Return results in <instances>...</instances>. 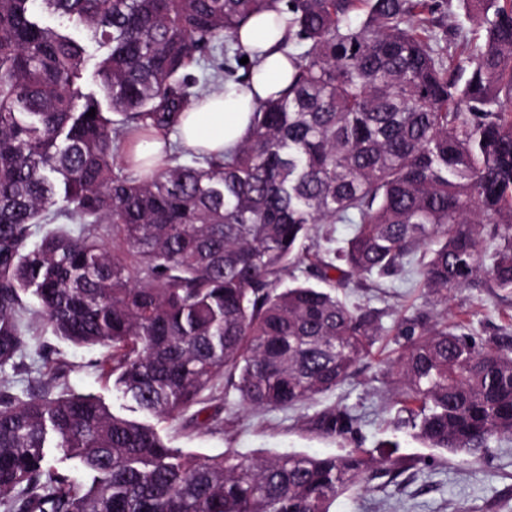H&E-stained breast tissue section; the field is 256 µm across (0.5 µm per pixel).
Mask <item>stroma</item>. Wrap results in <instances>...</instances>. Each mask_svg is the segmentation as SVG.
Wrapping results in <instances>:
<instances>
[{"label": "stroma", "instance_id": "35a3bbf8", "mask_svg": "<svg viewBox=\"0 0 512 512\" xmlns=\"http://www.w3.org/2000/svg\"><path fill=\"white\" fill-rule=\"evenodd\" d=\"M344 296L349 303L382 311L384 332L372 355L335 391L293 408L245 409L235 392L218 389L206 403L208 428L196 427L186 414L159 422L160 434L174 447L200 456L228 448L253 456L293 451L334 454L343 441L320 434L315 419L339 404L356 416L363 448L372 452L381 441H398L394 458L412 462L413 467L396 482L378 478L368 489L342 494L332 512H512V439L493 443L487 454L465 462L413 441L396 428V383L386 366L403 349L404 341L396 334L398 321L420 313L431 323L448 320L478 340L495 336L512 343V293L495 288L490 275L484 274L471 285L449 291L443 301L405 272L383 280H354ZM29 339L24 369L5 371L0 380L19 391L47 386L56 394L94 393L114 411L129 413V402L102 372L107 348L63 341L35 319Z\"/></svg>", "mask_w": 512, "mask_h": 512}]
</instances>
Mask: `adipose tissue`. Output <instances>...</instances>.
Returning <instances> with one entry per match:
<instances>
[{
    "label": "adipose tissue",
    "mask_w": 512,
    "mask_h": 512,
    "mask_svg": "<svg viewBox=\"0 0 512 512\" xmlns=\"http://www.w3.org/2000/svg\"><path fill=\"white\" fill-rule=\"evenodd\" d=\"M273 20L270 13L251 18L238 32L251 63L249 85L225 84L223 90L205 94L180 114L176 129L186 150L222 157L247 135L257 99L280 94L287 87L292 67L279 49L287 30Z\"/></svg>",
    "instance_id": "adipose-tissue-1"
}]
</instances>
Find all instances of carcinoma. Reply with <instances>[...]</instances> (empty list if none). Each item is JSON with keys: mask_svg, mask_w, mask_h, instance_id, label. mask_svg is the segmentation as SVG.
Returning <instances> with one entry per match:
<instances>
[{"mask_svg": "<svg viewBox=\"0 0 512 512\" xmlns=\"http://www.w3.org/2000/svg\"><path fill=\"white\" fill-rule=\"evenodd\" d=\"M279 2L291 81L259 101L241 145L221 159L175 145L143 176L116 169L120 144L174 127L198 98L189 70L234 76L239 28ZM461 2L482 35L455 28L459 56L448 0H0V370L24 356L33 313L111 349L104 374L136 410L198 405L204 426L219 381L244 407L284 409L370 356L382 312L338 296L353 275L412 262L446 300L483 272L489 240L493 283L512 291V0ZM75 30L101 51L95 91ZM322 224L351 235L301 280L298 244ZM398 333L401 427L461 457L512 439V344L419 318ZM316 426L347 440L358 421L337 405ZM379 447L201 458L95 394L0 385V512H331L397 465L398 444ZM48 448L91 484L48 466Z\"/></svg>", "mask_w": 512, "mask_h": 512, "instance_id": "obj_1", "label": "carcinoma"}]
</instances>
